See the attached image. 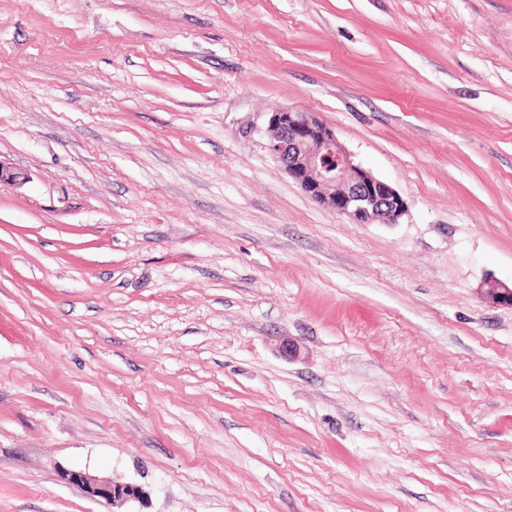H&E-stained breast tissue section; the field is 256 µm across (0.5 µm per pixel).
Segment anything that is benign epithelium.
Listing matches in <instances>:
<instances>
[{
  "mask_svg": "<svg viewBox=\"0 0 512 512\" xmlns=\"http://www.w3.org/2000/svg\"><path fill=\"white\" fill-rule=\"evenodd\" d=\"M268 129V151L305 194L324 208L347 216L355 224H396L407 211V202L399 192L354 163L335 132L316 113L292 109L272 112ZM482 292L492 302L512 307V287L490 279ZM59 477L82 489L87 497L114 508L146 497L140 485L79 469L63 468Z\"/></svg>",
  "mask_w": 512,
  "mask_h": 512,
  "instance_id": "benign-epithelium-1",
  "label": "benign epithelium"
}]
</instances>
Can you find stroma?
<instances>
[{
    "mask_svg": "<svg viewBox=\"0 0 512 512\" xmlns=\"http://www.w3.org/2000/svg\"><path fill=\"white\" fill-rule=\"evenodd\" d=\"M0 162V512H512V0H0ZM268 151L302 190L324 208L355 224H396L407 202L388 182L360 165L314 112L270 113ZM59 477L65 483L82 489L87 497L112 505V508H120L133 500L141 502L147 494L141 485L117 482L109 477L93 476L79 469L62 468Z\"/></svg>",
    "mask_w": 512,
    "mask_h": 512,
    "instance_id": "35a3bbf8",
    "label": "stroma"
}]
</instances>
